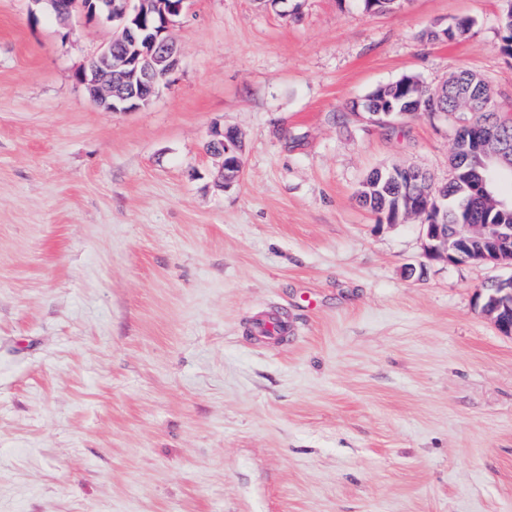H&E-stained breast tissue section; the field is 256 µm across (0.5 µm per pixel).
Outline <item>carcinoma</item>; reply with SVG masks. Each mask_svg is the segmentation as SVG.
Here are the masks:
<instances>
[{
    "label": "carcinoma",
    "instance_id": "carcinoma-1",
    "mask_svg": "<svg viewBox=\"0 0 512 512\" xmlns=\"http://www.w3.org/2000/svg\"><path fill=\"white\" fill-rule=\"evenodd\" d=\"M363 9L373 13H388L401 4V0H360ZM460 112L476 115L475 121L500 126L512 134V121L504 120L491 100H478L466 93L454 100ZM392 108L396 112L418 113L428 116L448 109L446 90L433 93L421 81L398 84L384 91L375 90L367 99L364 109L367 112H384ZM466 126L461 125L456 132L454 167L456 175L449 182L436 187V191L448 197V224L465 218L471 224H512V212L489 207L483 197L474 193L478 185L477 168L467 160ZM420 191L412 180H392L387 170L372 172L358 192L360 205L377 214L397 215L402 201Z\"/></svg>",
    "mask_w": 512,
    "mask_h": 512
}]
</instances>
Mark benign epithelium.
I'll return each instance as SVG.
<instances>
[{
    "mask_svg": "<svg viewBox=\"0 0 512 512\" xmlns=\"http://www.w3.org/2000/svg\"><path fill=\"white\" fill-rule=\"evenodd\" d=\"M57 6L64 20L91 12L112 23V40L78 74L95 105L112 112L139 110L178 69L180 53L171 31L175 19L188 9V0H57ZM114 45L123 48L115 58ZM470 129L475 152L481 156L479 189L491 197L499 175L512 173V139L479 125ZM206 149L221 158L218 187L236 182L243 168L240 141H225L224 130L215 127ZM434 202L432 190L427 189L409 200L406 209L423 217L429 257L443 255L451 264L475 261L512 268L511 224H457L450 233L448 225L429 217ZM498 284L497 294L483 298L481 311L499 334L512 336V276Z\"/></svg>",
    "mask_w": 512,
    "mask_h": 512,
    "instance_id": "obj_1",
    "label": "benign epithelium"
}]
</instances>
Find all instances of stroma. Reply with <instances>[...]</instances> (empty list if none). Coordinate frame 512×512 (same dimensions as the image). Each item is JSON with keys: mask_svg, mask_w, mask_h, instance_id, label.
Instances as JSON below:
<instances>
[{"mask_svg": "<svg viewBox=\"0 0 512 512\" xmlns=\"http://www.w3.org/2000/svg\"><path fill=\"white\" fill-rule=\"evenodd\" d=\"M502 9L191 0L171 83L106 112L76 73L111 23L0 0V512H512V337L478 299L512 269L355 198L453 176L457 115L375 125V89L466 69L512 115ZM207 152L221 158V181L217 186L224 189L232 185L240 177L243 168L242 146L239 139L232 142L224 140V129L215 127L210 131V138L206 143ZM236 168L234 176H229L227 170ZM420 191L412 180H391L386 169L372 172L358 192L360 205L377 214L397 215L403 200L411 198Z\"/></svg>", "mask_w": 512, "mask_h": 512, "instance_id": "stroma-1", "label": "stroma"}]
</instances>
